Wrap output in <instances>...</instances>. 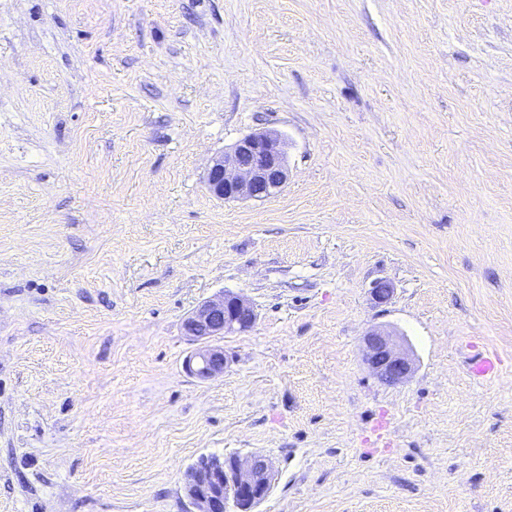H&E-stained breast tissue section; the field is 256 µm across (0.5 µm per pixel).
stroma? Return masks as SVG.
I'll return each mask as SVG.
<instances>
[{"label":"stroma","instance_id":"35a3bbf8","mask_svg":"<svg viewBox=\"0 0 512 512\" xmlns=\"http://www.w3.org/2000/svg\"><path fill=\"white\" fill-rule=\"evenodd\" d=\"M255 131L284 188L216 198ZM208 454L254 512H512V0H0V512H195ZM256 316L252 304L231 291L201 302L184 322L186 335L202 344L187 360L189 372L202 380L223 375L227 364L224 347L214 341L249 330ZM363 344L365 359L381 381L392 385L400 384L412 374V357L397 344L390 332L372 329L364 335ZM499 360L489 353H477L470 359L469 370L477 380H486L497 373ZM272 462L263 455H204L184 474V486L196 512L252 511L274 481Z\"/></svg>","mask_w":512,"mask_h":512}]
</instances>
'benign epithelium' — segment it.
<instances>
[{
	"label": "benign epithelium",
	"instance_id": "7a95c632",
	"mask_svg": "<svg viewBox=\"0 0 512 512\" xmlns=\"http://www.w3.org/2000/svg\"><path fill=\"white\" fill-rule=\"evenodd\" d=\"M288 169L280 138L268 131L253 132L215 156L206 173V184L226 201L265 199L286 184ZM256 313L242 295L228 291L201 302L186 318L184 329L201 343L187 360L190 373L202 380L224 374L227 359L216 340L252 328ZM365 359L383 382L400 384L413 372L410 354L393 334L372 329L363 338ZM272 462L263 455H205L184 474V486L196 512H250L268 495L274 481Z\"/></svg>",
	"mask_w": 512,
	"mask_h": 512
}]
</instances>
